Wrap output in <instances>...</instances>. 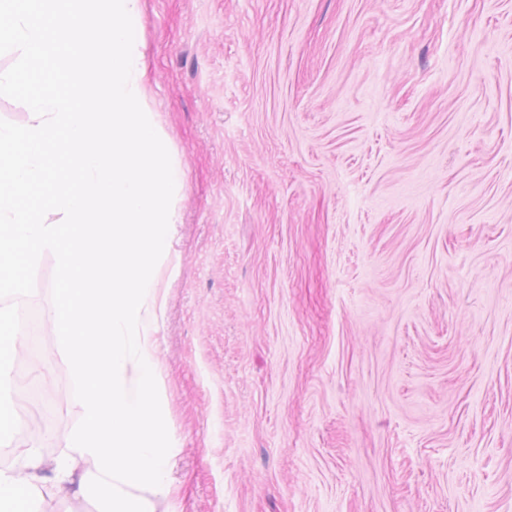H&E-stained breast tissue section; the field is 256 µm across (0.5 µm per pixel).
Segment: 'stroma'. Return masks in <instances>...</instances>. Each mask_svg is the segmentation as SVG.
<instances>
[{
	"mask_svg": "<svg viewBox=\"0 0 512 512\" xmlns=\"http://www.w3.org/2000/svg\"><path fill=\"white\" fill-rule=\"evenodd\" d=\"M134 32L182 183L152 512H512V0H141ZM41 345L6 465L70 450ZM42 476L39 512H100L91 464Z\"/></svg>",
	"mask_w": 512,
	"mask_h": 512,
	"instance_id": "obj_1",
	"label": "stroma"
}]
</instances>
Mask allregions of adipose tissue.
<instances>
[{
    "label": "adipose tissue",
    "mask_w": 512,
    "mask_h": 512,
    "mask_svg": "<svg viewBox=\"0 0 512 512\" xmlns=\"http://www.w3.org/2000/svg\"><path fill=\"white\" fill-rule=\"evenodd\" d=\"M44 466L43 457L32 450L20 462L0 469V512H36V472Z\"/></svg>",
    "instance_id": "ef3b65f1"
}]
</instances>
